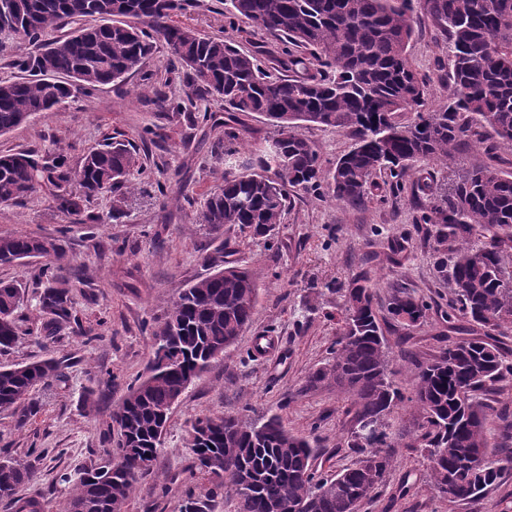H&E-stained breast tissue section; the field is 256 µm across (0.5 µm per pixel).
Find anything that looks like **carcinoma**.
<instances>
[{"label":"carcinoma","mask_w":512,"mask_h":512,"mask_svg":"<svg viewBox=\"0 0 512 512\" xmlns=\"http://www.w3.org/2000/svg\"><path fill=\"white\" fill-rule=\"evenodd\" d=\"M196 0H0V37L27 43L13 65L29 77L0 82V135L49 112L71 96L72 82L97 87L122 81L162 42L185 71L192 93L217 97L230 112H256L277 129L260 170L239 163L224 169L199 223L218 232L236 226L251 237H269L283 223L289 191L325 190L348 205L365 201L385 176L401 190L411 179L428 198L420 223L428 225L434 267L452 295L448 320L463 319L479 338L448 345L417 366L414 397L434 489L476 500L501 477L488 460L485 420L490 405L477 392L512 375L496 333L512 325V173L481 165L454 173L441 187L416 168L422 159L455 162L465 138L488 136L512 146V0H424L448 34L450 103L426 107V80L412 68L407 48L415 35L410 0H224L232 15L257 24L278 45L286 78L263 68L255 55L222 38L205 37L177 18ZM61 37L49 33L62 26ZM301 122L351 133L352 148L331 167L297 136ZM136 165L131 146L107 138L73 165L58 153L0 154V205L49 190L56 209L80 215L103 192L117 194L118 215L137 187L127 175ZM56 238L0 237V264L43 260L36 305L59 325L71 317V282ZM24 288L0 280V352L19 336L17 310ZM257 274L226 267L183 289L152 332L146 374L138 377L112 412L118 441L112 457L91 464L74 483L65 512H125L137 483L153 471L169 414L182 394L212 363L224 358L252 321ZM427 304L404 283H392L385 311L412 327L426 319ZM390 355L369 280L344 289V316L332 363L311 384L333 381L350 402L356 426L347 445L363 451L354 465L321 475L315 450L276 416L244 421L205 416L191 424L194 464L211 487L190 494L181 512H210L218 495L231 492L237 512H358L393 466L384 417L404 401L389 377ZM62 377L53 358L0 367V410L22 429L40 411L35 392ZM379 421L377 433L361 432ZM34 469L0 457V500L16 512H40L16 498Z\"/></svg>","instance_id":"carcinoma-1"}]
</instances>
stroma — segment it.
Here are the masks:
<instances>
[{
	"label": "stroma",
	"mask_w": 512,
	"mask_h": 512,
	"mask_svg": "<svg viewBox=\"0 0 512 512\" xmlns=\"http://www.w3.org/2000/svg\"><path fill=\"white\" fill-rule=\"evenodd\" d=\"M412 6L417 26L408 57L426 79L427 107L436 108L450 101L448 39L424 0H412ZM180 21L201 35L232 40L256 54L266 69L276 66L272 39L250 20L226 17L223 0L188 8ZM172 60L169 49L158 46L125 83L77 89L55 111L0 136V152L42 155L60 148L73 163L114 137L130 142L144 167L133 174L139 191L127 198L125 214L117 220L108 193L87 204L100 217L96 224L60 213L47 195L0 206V237H64L80 320L45 331L48 317L33 299L37 262L0 266V280L21 283L27 291L18 341L0 354V366L46 357L63 365L62 377L39 391L41 410L24 429L16 428L11 413L0 412V454L37 470L36 478L20 487L19 498L38 501L46 512H61L70 488L56 476L77 474L111 453L117 436L109 431L110 415L129 384L145 372L151 326L164 320L171 301L195 280L243 265L259 274L252 322L223 360L173 406L162 453L140 481L127 512H179L188 493L209 487L189 448L190 426L198 417L275 414L288 431L316 448L320 473L333 474L357 461L346 445L354 425L349 403L335 386L307 383L331 359L344 309L341 289L357 276L370 279L378 303L386 302L390 284L398 280L429 306L420 325H383L390 378L405 400L386 419L395 445L393 466L359 512H512V469L475 501H450L431 486L420 413L410 401L414 374L417 364L432 361L460 334L445 319L450 295L436 276L433 249L419 222L423 200L411 188L394 192L385 187L350 207L321 191L297 190L271 237L253 238L235 227L213 232L197 216L224 177V156L215 151V142L223 139L225 127H234L239 156L255 159L264 154L274 128L260 114H231L220 99L197 98L186 81L170 76ZM159 91L195 113V124L155 111L152 100ZM296 132L315 145L326 166L353 144L348 132L334 127L303 123ZM482 164L512 171V148L501 144L488 151L461 141L457 167ZM267 333L276 337V347L256 355L253 340ZM481 397L493 408L485 422L492 457L512 458V440L503 439L496 415L503 408L512 411V380L496 383ZM35 448L44 449L42 459L32 456Z\"/></svg>",
	"instance_id": "1"
}]
</instances>
